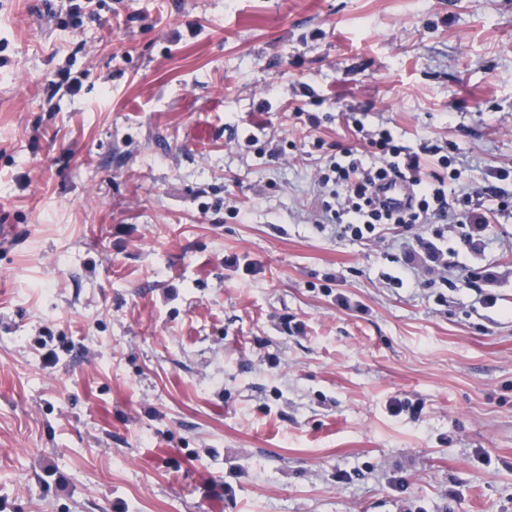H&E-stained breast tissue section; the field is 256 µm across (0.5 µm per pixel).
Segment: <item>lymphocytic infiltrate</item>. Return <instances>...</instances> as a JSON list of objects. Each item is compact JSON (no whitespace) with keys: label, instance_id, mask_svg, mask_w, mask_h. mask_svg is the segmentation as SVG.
I'll return each mask as SVG.
<instances>
[{"label":"lymphocytic infiltrate","instance_id":"obj_1","mask_svg":"<svg viewBox=\"0 0 512 512\" xmlns=\"http://www.w3.org/2000/svg\"><path fill=\"white\" fill-rule=\"evenodd\" d=\"M363 150H342L332 159L317 179L322 196L318 224L333 228L339 238L371 240L390 229L413 232L423 251L422 257L405 252L407 271L425 276L431 282H447L454 268L448 256L453 241L473 245L466 222L473 216L469 205L472 195L460 189L456 198H449V181L459 180L457 154H445L443 146H435L439 170L424 171L422 154L404 145L391 129L382 128L365 135ZM391 177L405 181L410 190L406 208L391 210L377 198V185Z\"/></svg>","mask_w":512,"mask_h":512}]
</instances>
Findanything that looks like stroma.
<instances>
[{"label": "stroma", "mask_w": 512, "mask_h": 512, "mask_svg": "<svg viewBox=\"0 0 512 512\" xmlns=\"http://www.w3.org/2000/svg\"><path fill=\"white\" fill-rule=\"evenodd\" d=\"M65 5L0 0V512H512V0ZM349 112L459 146L448 284L316 225ZM66 16L61 20V27L76 32L83 26L84 15L90 8L92 0H67Z\"/></svg>", "instance_id": "1"}]
</instances>
